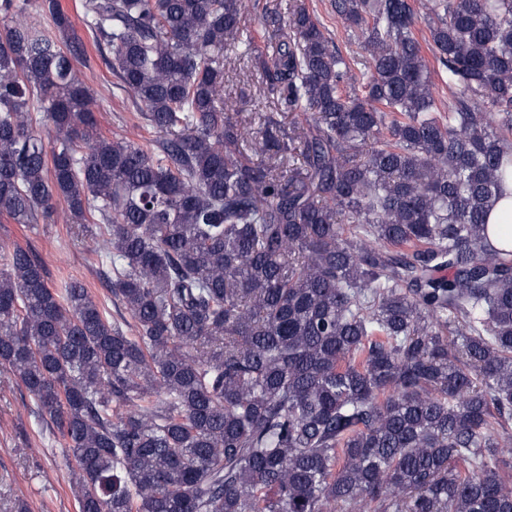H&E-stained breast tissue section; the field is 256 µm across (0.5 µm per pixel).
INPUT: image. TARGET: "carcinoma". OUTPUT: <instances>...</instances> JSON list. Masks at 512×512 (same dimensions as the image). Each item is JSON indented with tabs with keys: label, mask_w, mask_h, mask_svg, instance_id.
Instances as JSON below:
<instances>
[{
	"label": "carcinoma",
	"mask_w": 512,
	"mask_h": 512,
	"mask_svg": "<svg viewBox=\"0 0 512 512\" xmlns=\"http://www.w3.org/2000/svg\"><path fill=\"white\" fill-rule=\"evenodd\" d=\"M80 7L149 150L98 132L59 0H0V216L63 199L134 322L0 246V366L78 512H512V0H335L364 59L300 0L270 55L254 0ZM228 51L273 111L224 100Z\"/></svg>",
	"instance_id": "1"
}]
</instances>
